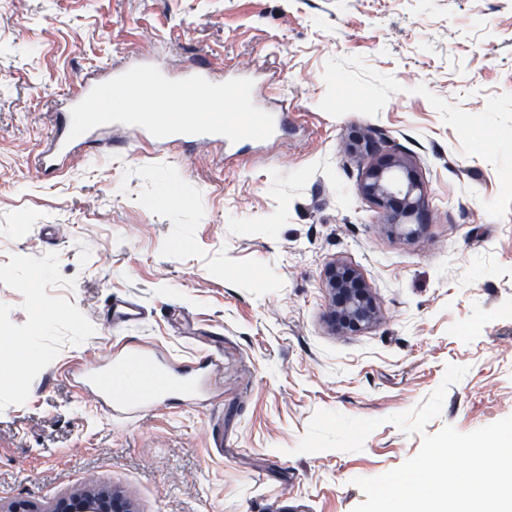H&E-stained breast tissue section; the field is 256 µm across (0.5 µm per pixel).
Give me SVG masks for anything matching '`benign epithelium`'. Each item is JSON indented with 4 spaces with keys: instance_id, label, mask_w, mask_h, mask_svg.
Segmentation results:
<instances>
[{
    "instance_id": "7a95c632",
    "label": "benign epithelium",
    "mask_w": 512,
    "mask_h": 512,
    "mask_svg": "<svg viewBox=\"0 0 512 512\" xmlns=\"http://www.w3.org/2000/svg\"><path fill=\"white\" fill-rule=\"evenodd\" d=\"M344 149L363 164L360 195L378 210L381 223L406 239L420 236L429 217L427 191L415 158L398 147L380 146L369 128L352 129ZM323 287L330 301L326 323L331 332L351 334L380 320L377 298L358 270L331 262L324 270ZM90 502L96 505L94 512H138L121 490L93 482L70 489L47 512H86Z\"/></svg>"
}]
</instances>
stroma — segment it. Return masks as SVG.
<instances>
[{
    "instance_id": "obj_1",
    "label": "stroma",
    "mask_w": 512,
    "mask_h": 512,
    "mask_svg": "<svg viewBox=\"0 0 512 512\" xmlns=\"http://www.w3.org/2000/svg\"><path fill=\"white\" fill-rule=\"evenodd\" d=\"M145 56L260 72L301 105L299 129L262 161L132 142L35 178L56 100ZM355 126L416 158L420 237L390 234L361 198ZM333 260L377 296L372 329L328 330ZM129 294L148 307L131 342L191 362L185 308L222 348L216 418L175 405L116 424L59 374L111 341L91 314ZM40 305L56 313L47 355L0 388V501L92 477L140 512H352L355 478L401 466L423 435L512 416V0H0V333L26 337ZM450 365L467 372L423 434L390 423ZM321 409L381 424L361 451L297 452Z\"/></svg>"
}]
</instances>
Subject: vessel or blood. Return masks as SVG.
<instances>
[{
	"mask_svg": "<svg viewBox=\"0 0 512 512\" xmlns=\"http://www.w3.org/2000/svg\"><path fill=\"white\" fill-rule=\"evenodd\" d=\"M182 75L186 78L198 75L213 83L225 80L224 75L218 74L203 56L185 66ZM100 82L98 76L84 75L53 112L52 135L34 160L36 173L49 176L71 166L82 155L90 139L101 142L110 140L112 127L108 124L75 138L69 135L73 107ZM251 98L256 107L272 115L274 134L287 130L289 122L295 117V107L287 95H267L261 83L257 82L253 85ZM131 132L136 142L147 145L157 155L166 154L178 144L196 148L220 143L228 158L244 152L258 154L265 146L261 140L231 142L217 134H175L157 138L139 126L132 127ZM143 318V307L137 301L123 297L109 298L100 315L101 323L115 328L139 326ZM222 371L220 353L208 351L198 355L193 362L180 365L172 362L165 351L148 342L112 344L105 349L103 357L74 362L68 369L80 394L88 397L91 406L103 410L114 421L121 423L137 421L148 412L167 407L174 396L182 397L189 406L203 409L206 414H214L216 400L221 395L218 377Z\"/></svg>",
	"mask_w": 512,
	"mask_h": 512,
	"instance_id": "b4317fda",
	"label": "vessel or blood"
}]
</instances>
